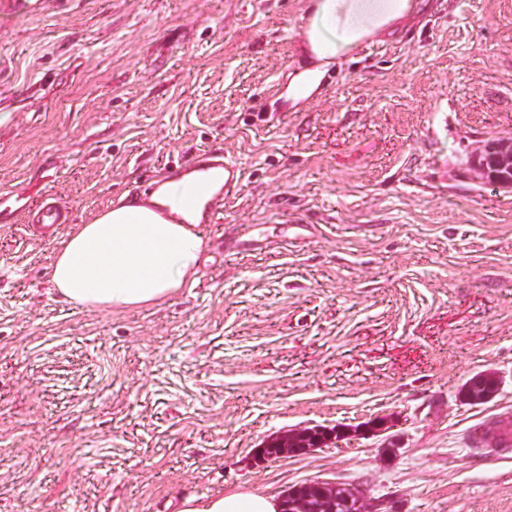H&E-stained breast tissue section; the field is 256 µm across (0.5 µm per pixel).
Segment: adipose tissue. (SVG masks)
<instances>
[{"instance_id":"ef3b65f1","label":"adipose tissue","mask_w":512,"mask_h":512,"mask_svg":"<svg viewBox=\"0 0 512 512\" xmlns=\"http://www.w3.org/2000/svg\"><path fill=\"white\" fill-rule=\"evenodd\" d=\"M418 0H307L299 51L313 64L289 74V105L319 90L326 65L390 36L418 15ZM162 183L147 201H120L61 239L51 283L77 305L120 312L166 302L194 283L204 241L201 204L174 199ZM270 495L239 487L210 497L187 496L178 512H279Z\"/></svg>"}]
</instances>
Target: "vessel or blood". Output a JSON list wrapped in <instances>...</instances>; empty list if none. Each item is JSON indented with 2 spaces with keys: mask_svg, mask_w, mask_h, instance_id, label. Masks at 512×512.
Instances as JSON below:
<instances>
[{
  "mask_svg": "<svg viewBox=\"0 0 512 512\" xmlns=\"http://www.w3.org/2000/svg\"><path fill=\"white\" fill-rule=\"evenodd\" d=\"M169 173L171 179L179 180L180 190L188 196L199 195L206 183H217V190L211 192L207 201L208 219L221 212L225 197L239 189L245 178L241 164L226 155L211 152L171 165ZM67 216L66 208L57 202L53 192L48 189L39 195L28 210L31 223L38 226L40 236L45 240L55 236L61 224L66 223ZM208 219L201 222V230H208ZM470 440L475 448L485 451L489 456L499 460L512 458V423L510 422L502 423L489 433L478 428L473 429Z\"/></svg>",
  "mask_w": 512,
  "mask_h": 512,
  "instance_id": "1",
  "label": "vessel or blood"
}]
</instances>
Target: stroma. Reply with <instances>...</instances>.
Instances as JSON below:
<instances>
[{"label":"stroma","mask_w":512,"mask_h":512,"mask_svg":"<svg viewBox=\"0 0 512 512\" xmlns=\"http://www.w3.org/2000/svg\"><path fill=\"white\" fill-rule=\"evenodd\" d=\"M305 0H44L0 10V191L51 187L76 224L165 164L246 179L192 286L71 305L55 244L0 223V512H173L246 484L347 483L368 512H512V459L466 436L512 417V190L470 163L512 136V0H423L292 112ZM317 235L235 254L284 216ZM496 377L469 405L474 376ZM343 429L301 454L283 432Z\"/></svg>","instance_id":"stroma-1"}]
</instances>
